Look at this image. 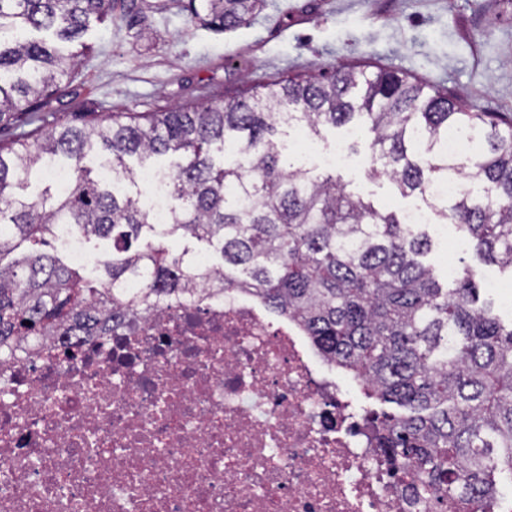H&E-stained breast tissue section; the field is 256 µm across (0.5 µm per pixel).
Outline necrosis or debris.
<instances>
[{"mask_svg": "<svg viewBox=\"0 0 512 512\" xmlns=\"http://www.w3.org/2000/svg\"><path fill=\"white\" fill-rule=\"evenodd\" d=\"M412 485L334 364L245 291L0 360V512H467Z\"/></svg>", "mask_w": 512, "mask_h": 512, "instance_id": "4bbe7bcc", "label": "necrosis or debris"}]
</instances>
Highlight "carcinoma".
Listing matches in <instances>:
<instances>
[{
  "instance_id": "1",
  "label": "carcinoma",
  "mask_w": 512,
  "mask_h": 512,
  "mask_svg": "<svg viewBox=\"0 0 512 512\" xmlns=\"http://www.w3.org/2000/svg\"><path fill=\"white\" fill-rule=\"evenodd\" d=\"M264 0H189L193 21L214 28L250 23ZM112 0H0V123L35 115L82 61L23 31L73 42ZM359 123L371 173L419 195L439 220L452 219L477 255L512 281V116L488 112L397 69L338 67L331 73L273 78L220 104L143 115H112L82 127L0 145V358L48 329L70 337L110 332L143 312L150 296L192 288L239 289L297 320L329 360L362 378L383 403L408 416H373L380 448L439 504L490 498L512 479V323L480 300L469 271L441 287L422 258L427 232L394 211L346 191L331 173L297 166L274 139L299 124L312 138L326 126ZM454 131L465 147L450 159L440 142ZM232 148L215 166L210 146ZM99 146L112 177L127 158L179 154L166 175L171 222L156 224L130 194L103 188L82 165ZM70 162L64 191L19 198L14 186L34 171ZM456 171L468 188L441 199L432 188ZM112 242L102 276L91 278L39 249L62 226ZM180 237L219 252L224 267L193 265L171 251ZM31 244L8 264L4 256ZM139 277L145 295L128 298Z\"/></svg>"
}]
</instances>
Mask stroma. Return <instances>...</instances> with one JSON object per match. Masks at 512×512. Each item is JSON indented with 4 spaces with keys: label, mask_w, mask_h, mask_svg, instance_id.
I'll return each instance as SVG.
<instances>
[{
    "label": "stroma",
    "mask_w": 512,
    "mask_h": 512,
    "mask_svg": "<svg viewBox=\"0 0 512 512\" xmlns=\"http://www.w3.org/2000/svg\"><path fill=\"white\" fill-rule=\"evenodd\" d=\"M187 0H117L71 51H84L63 93L39 121L0 124V142L83 126L115 112L219 103L244 87L292 73L363 63L402 70L492 112L512 113V0H265L249 26L191 22ZM348 191L395 211L425 203L372 176L365 143L337 166ZM426 257L438 275L471 269L494 288L497 266L480 260L454 223L432 224Z\"/></svg>",
    "instance_id": "35a3bbf8"
}]
</instances>
